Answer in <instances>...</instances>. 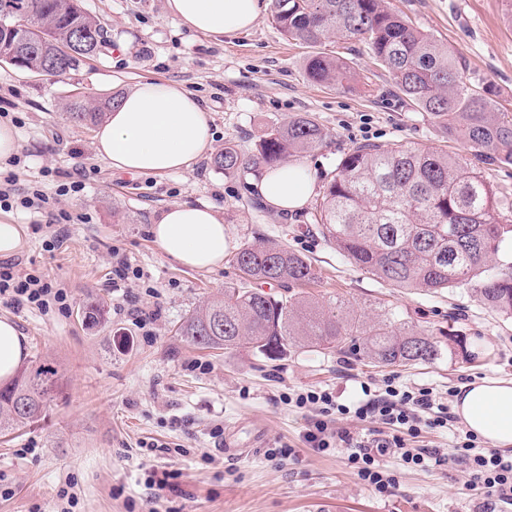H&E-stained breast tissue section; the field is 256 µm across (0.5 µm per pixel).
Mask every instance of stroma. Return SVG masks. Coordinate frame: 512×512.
Returning <instances> with one entry per match:
<instances>
[{"label": "stroma", "instance_id": "stroma-1", "mask_svg": "<svg viewBox=\"0 0 512 512\" xmlns=\"http://www.w3.org/2000/svg\"><path fill=\"white\" fill-rule=\"evenodd\" d=\"M421 31L463 55L471 83L496 90L495 104L512 116V0H385ZM107 30L101 52L61 77L0 61V120L19 119V149L0 164V181L17 177L19 191L38 187L58 208L77 216L53 241L49 215L14 208L6 220L24 225L28 243L16 269L45 274L64 289L69 309L41 311L23 301L0 303L29 343L27 366L54 369L63 390L45 417L0 438V512H60L63 494L73 512H482L483 498L461 468L409 466L387 456L397 483L381 495L357 479L343 447L314 451L304 440L310 414L286 395L311 388L336 392L341 403L379 389L449 388L486 379H512V319L477 305L466 290L426 293L389 286L359 269L319 233L311 205L293 213L265 207L254 190L257 172L224 175L205 156L191 169L165 176L113 170L93 145L92 127L70 122L75 94H120L147 80L182 85L205 104L215 149L232 143L256 154L264 134L305 115L328 134L300 160L316 191L352 146L403 144L456 155L495 191L512 195V166L481 163L460 138L443 133L410 105L389 74L358 40L335 35L314 48L288 39L272 6L245 34L214 40L187 30L166 12L165 0H82ZM321 51L343 58L352 80L320 84L305 61ZM83 183L57 196L59 185ZM205 202L224 215L234 247L274 240L306 255L316 272L307 292L341 297L361 309H397L407 326L441 333L448 354L415 367L381 368L333 352L297 350L268 360L247 348L201 350L175 334L182 319L220 296L241 273L232 260L211 271L169 259L151 226L174 202ZM120 251L144 278L132 288L112 285V253ZM100 306L96 324L87 304ZM151 307V332L132 322L133 306ZM466 338L467 355L455 354ZM237 428L242 451L226 456L215 428ZM166 444L150 452L146 443ZM294 448L278 462L270 449ZM177 475L174 489L156 492L153 470Z\"/></svg>", "mask_w": 512, "mask_h": 512}]
</instances>
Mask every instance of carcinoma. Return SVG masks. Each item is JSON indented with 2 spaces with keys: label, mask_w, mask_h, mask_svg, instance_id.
Wrapping results in <instances>:
<instances>
[{
  "label": "carcinoma",
  "mask_w": 512,
  "mask_h": 512,
  "mask_svg": "<svg viewBox=\"0 0 512 512\" xmlns=\"http://www.w3.org/2000/svg\"><path fill=\"white\" fill-rule=\"evenodd\" d=\"M281 31L316 45L336 33L371 50L413 106L429 114L450 137H461L489 166H512V118L496 111L494 91L467 82V64L456 52L417 29L383 0H273ZM0 24V49L18 42L25 28L51 18L55 29L76 28L104 37L102 23L78 0H9ZM318 83L351 78L338 57L316 54L305 63ZM118 104L76 96L68 118L94 125ZM328 134L306 116L271 128L254 158L227 143L214 165L233 176L319 147ZM484 177L459 158L404 145L352 147L316 199L312 217L323 237L368 273L396 288L436 293L464 286L473 299L512 318V258L503 248L511 224L499 222V206ZM248 282L303 286L316 273L303 254L271 241L243 245L232 258ZM175 335L198 349H251L269 360L307 348L336 351L376 366L432 364L445 353L424 331L405 327L400 314L369 316L345 299L322 302L309 295H272L243 283L224 285V295L188 314ZM61 393L53 370L42 365L0 384V434L39 421Z\"/></svg>",
  "instance_id": "carcinoma-1"
}]
</instances>
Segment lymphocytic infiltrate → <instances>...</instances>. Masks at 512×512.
<instances>
[{"mask_svg": "<svg viewBox=\"0 0 512 512\" xmlns=\"http://www.w3.org/2000/svg\"><path fill=\"white\" fill-rule=\"evenodd\" d=\"M21 299L42 311L67 306L66 292L53 287L45 275L21 274L12 264L0 263V301ZM361 391L362 399L351 406L338 403L335 392L327 389L296 393L295 406L316 413L305 434L311 448L323 452L344 445L349 450L348 464L354 475L380 494L388 493L395 484L394 477L386 475L380 462L381 456L390 450L411 466L430 461L444 467L465 465L472 485L483 495L484 512H496L502 503L512 504V454L483 448L470 434L442 450L408 446V438L417 437L422 429H443L454 421L448 404L433 389L403 390L389 383L381 391L367 385ZM347 415L379 421L382 428L366 436H355L335 425L337 417Z\"/></svg>", "mask_w": 512, "mask_h": 512, "instance_id": "f902f5d3", "label": "lymphocytic infiltrate"}]
</instances>
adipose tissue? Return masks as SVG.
Masks as SVG:
<instances>
[{"label":"adipose tissue","instance_id":"obj_1","mask_svg":"<svg viewBox=\"0 0 512 512\" xmlns=\"http://www.w3.org/2000/svg\"><path fill=\"white\" fill-rule=\"evenodd\" d=\"M168 14L196 33L221 39L249 31L261 0H166ZM97 155L112 169L157 176L188 169L212 149L207 110L181 85L144 81L123 94L94 135ZM267 206L285 212L303 207L315 191L305 165L265 170L255 185ZM160 250L192 269L222 267L232 247L224 218L214 207L175 203L153 224ZM27 358L26 338L0 316V381L12 379ZM454 411L466 429L495 448L512 446V381L484 379L462 387Z\"/></svg>","mask_w":512,"mask_h":512}]
</instances>
